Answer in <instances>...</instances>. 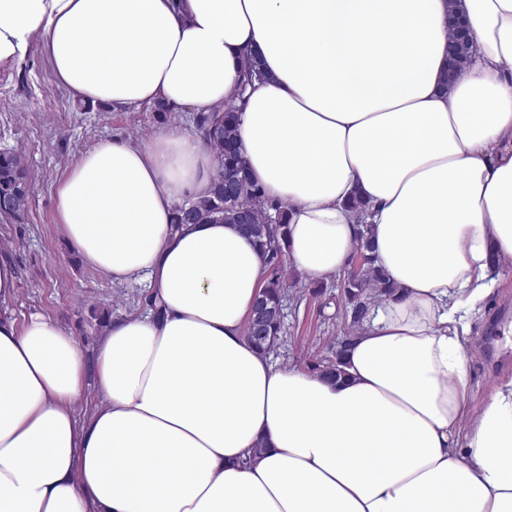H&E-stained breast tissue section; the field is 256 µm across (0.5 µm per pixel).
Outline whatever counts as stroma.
Instances as JSON below:
<instances>
[{
    "mask_svg": "<svg viewBox=\"0 0 512 512\" xmlns=\"http://www.w3.org/2000/svg\"><path fill=\"white\" fill-rule=\"evenodd\" d=\"M179 112L157 118L152 107L113 111L96 104L79 109L59 87L50 56L35 44L19 63L0 65V150L17 149L28 161L33 181L24 220L0 219V249L11 253L19 275L10 311L17 322L39 313L74 337L86 358L95 355L104 329L99 313L110 319L138 313L148 294L146 282L117 284L84 265L59 228L56 188L67 170L96 141L115 135L149 142L166 122H188ZM336 277L321 287L297 277L284 301L285 335L272 360L281 367L308 369L313 355L326 353L336 338ZM474 345L465 350L471 381L467 403L477 409L500 379L512 375V275L500 280L473 321Z\"/></svg>",
    "mask_w": 512,
    "mask_h": 512,
    "instance_id": "35a3bbf8",
    "label": "stroma"
}]
</instances>
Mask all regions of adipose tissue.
Listing matches in <instances>:
<instances>
[{"instance_id": "ef3b65f1", "label": "adipose tissue", "mask_w": 512, "mask_h": 512, "mask_svg": "<svg viewBox=\"0 0 512 512\" xmlns=\"http://www.w3.org/2000/svg\"><path fill=\"white\" fill-rule=\"evenodd\" d=\"M452 10L473 54L447 85ZM36 40L77 101H238L294 269L343 271L365 227L397 291L345 378L276 366L246 333L267 272L252 239L171 222L217 175L203 135L98 140L57 186L62 233L161 312L114 321L87 361L44 315L16 324L0 253V512H512V377L474 412L464 362L512 270V0H0V64Z\"/></svg>"}]
</instances>
